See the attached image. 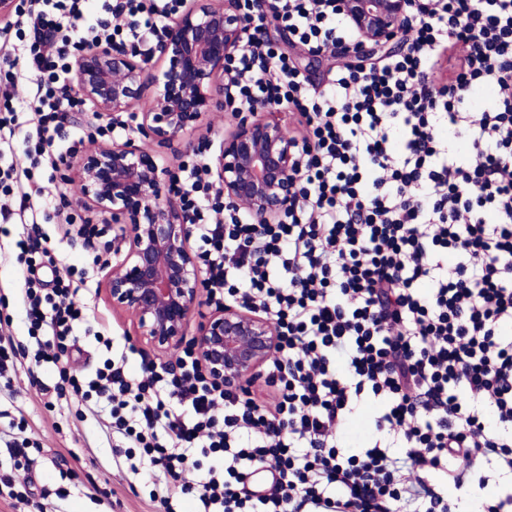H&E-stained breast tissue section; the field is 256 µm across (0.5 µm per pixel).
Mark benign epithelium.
<instances>
[{"label": "benign epithelium", "mask_w": 512, "mask_h": 512, "mask_svg": "<svg viewBox=\"0 0 512 512\" xmlns=\"http://www.w3.org/2000/svg\"><path fill=\"white\" fill-rule=\"evenodd\" d=\"M336 2L354 33L336 55L357 59L399 47L408 0ZM245 34L234 0H194L177 13L157 46L167 59L159 73L148 74L129 52L93 44L75 61L74 86L95 112L112 116L116 126L121 113L154 84L137 133L170 142L221 104L228 83L225 62L249 46ZM275 112L265 106L238 117L211 172L225 201L261 224L277 219L297 197L296 144ZM63 166L67 181L79 188L82 205L112 218L122 246L114 251L104 289L113 309L135 317L140 341L159 357L193 347L205 373L226 389L260 376L279 346L269 318L225 303L212 308L193 336H187L207 281L191 246L193 225L184 221L155 157L129 134L92 143L77 165L65 161Z\"/></svg>", "instance_id": "benign-epithelium-1"}]
</instances>
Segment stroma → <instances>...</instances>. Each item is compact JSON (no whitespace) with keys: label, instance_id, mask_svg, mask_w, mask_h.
<instances>
[{"label":"stroma","instance_id":"1","mask_svg":"<svg viewBox=\"0 0 512 512\" xmlns=\"http://www.w3.org/2000/svg\"><path fill=\"white\" fill-rule=\"evenodd\" d=\"M234 126L232 113L220 108L188 131L185 142L207 146L213 160ZM49 191L64 197L61 218L46 226L56 257L85 273L91 288L89 309L75 331L79 351L71 356L72 364L90 374L101 362L96 335L109 336L115 348H123L134 334L135 318L113 310L103 288L105 272L92 265L103 245L84 250L76 234L79 222L98 224L101 216L76 203V187L62 176H55ZM16 255L12 238L0 235V332L26 347L28 323L17 303L23 267ZM30 363L29 357L13 356L0 376V512H159L162 488L113 462L106 411L82 415L71 396H57L53 387L58 376L49 364L38 371L49 391L38 394L30 386Z\"/></svg>","mask_w":512,"mask_h":512}]
</instances>
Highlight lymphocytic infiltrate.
<instances>
[{"label": "lymphocytic infiltrate", "mask_w": 512, "mask_h": 512, "mask_svg": "<svg viewBox=\"0 0 512 512\" xmlns=\"http://www.w3.org/2000/svg\"><path fill=\"white\" fill-rule=\"evenodd\" d=\"M428 2L411 0L400 52L337 67L318 90L267 22L331 56L350 37L336 0H273L267 19L238 0L253 44L226 64V104L284 108L303 128L299 198L256 224L205 164H183L171 189L212 299L259 309L278 330L261 400L224 390L190 350L137 377L132 345L92 376L60 360L84 305L28 188L84 143L62 126L86 107L71 60L100 39L151 59L181 0H22L23 21L0 27V223L20 227L37 357L79 405L108 406L133 473L178 481L200 512H512V0ZM21 80L25 101L9 91ZM482 86L495 97L477 112ZM18 144L21 170L6 161ZM369 399L381 403L372 440L346 451L341 429ZM261 468L270 486L252 489Z\"/></svg>", "instance_id": "obj_1"}]
</instances>
